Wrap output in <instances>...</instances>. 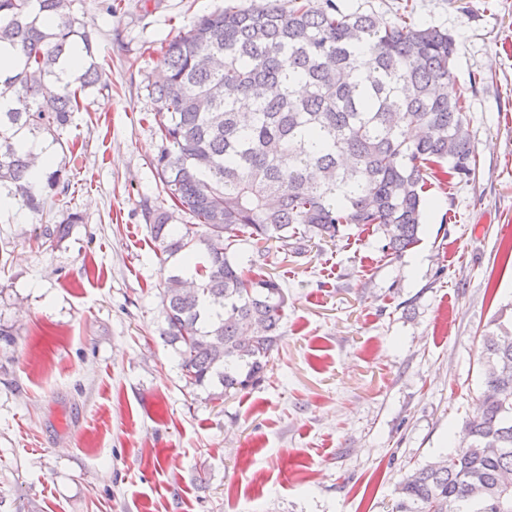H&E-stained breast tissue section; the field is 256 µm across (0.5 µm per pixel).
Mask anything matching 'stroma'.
<instances>
[{"mask_svg":"<svg viewBox=\"0 0 512 512\" xmlns=\"http://www.w3.org/2000/svg\"><path fill=\"white\" fill-rule=\"evenodd\" d=\"M251 2L67 0L107 87L64 132L68 193L0 214V512H391L480 408L482 336L512 325V0H414L455 38L475 180L437 169L397 258L355 224L300 255L241 242L288 299L280 341L224 401L185 383L161 305L177 262L142 216L171 204L147 85L161 44Z\"/></svg>","mask_w":512,"mask_h":512,"instance_id":"stroma-1","label":"stroma"}]
</instances>
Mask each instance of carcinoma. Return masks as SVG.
I'll return each mask as SVG.
<instances>
[{
  "label": "carcinoma",
  "instance_id": "cac0c4a2",
  "mask_svg": "<svg viewBox=\"0 0 512 512\" xmlns=\"http://www.w3.org/2000/svg\"><path fill=\"white\" fill-rule=\"evenodd\" d=\"M413 16L408 3L390 19L333 0H265L203 15L160 47L153 167L172 205L142 215L161 253L184 260L163 289L166 336L186 383L211 388L210 400L264 376L287 305L276 279L239 262L240 242L300 254L347 224L373 225L399 255L419 241L435 168L476 178L455 39ZM4 46L14 65L0 71V195L38 213L68 183L26 143L56 158L73 113L106 87L104 66L65 0H0ZM83 221L71 211L45 235ZM482 345L469 443L410 471L392 512H512V329L498 324Z\"/></svg>",
  "mask_w": 512,
  "mask_h": 512
}]
</instances>
